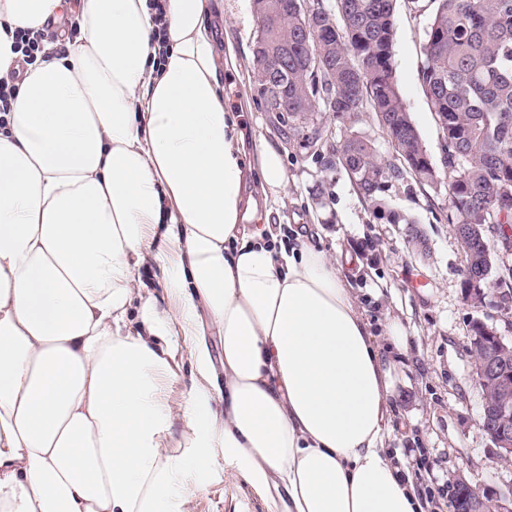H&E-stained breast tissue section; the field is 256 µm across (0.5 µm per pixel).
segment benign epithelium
I'll return each instance as SVG.
<instances>
[{"label": "benign epithelium", "instance_id": "obj_1", "mask_svg": "<svg viewBox=\"0 0 512 512\" xmlns=\"http://www.w3.org/2000/svg\"><path fill=\"white\" fill-rule=\"evenodd\" d=\"M399 159L412 174L431 162L428 156L406 152ZM486 295L481 278L472 276L464 284L468 305H482ZM470 351L484 397L483 430L496 448V460L512 465V341L478 320L470 334ZM450 484L458 493L455 512H512V492L504 495L492 489H475L458 476L451 477Z\"/></svg>", "mask_w": 512, "mask_h": 512}]
</instances>
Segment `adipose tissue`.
Here are the masks:
<instances>
[{
  "mask_svg": "<svg viewBox=\"0 0 512 512\" xmlns=\"http://www.w3.org/2000/svg\"><path fill=\"white\" fill-rule=\"evenodd\" d=\"M212 8L166 0L160 57L151 0H0V512H183L188 462L220 456L268 512H423L389 449L397 366L343 261L263 230L288 170L224 101ZM61 17L25 63L17 31ZM160 224L163 296L132 334ZM185 352L174 451L160 382ZM133 288H135V295L128 312V321L132 328H135L138 322L139 296L155 295L160 297L162 295L161 273L157 265L151 261L142 265L139 269V279L136 280Z\"/></svg>",
  "mask_w": 512,
  "mask_h": 512,
  "instance_id": "adipose-tissue-1",
  "label": "adipose tissue"
}]
</instances>
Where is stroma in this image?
I'll list each match as a JSON object with an SVG mask.
<instances>
[{
  "instance_id": "1",
  "label": "stroma",
  "mask_w": 512,
  "mask_h": 512,
  "mask_svg": "<svg viewBox=\"0 0 512 512\" xmlns=\"http://www.w3.org/2000/svg\"><path fill=\"white\" fill-rule=\"evenodd\" d=\"M216 40L231 38L240 67L220 76L231 110L243 113L249 137L280 143L290 183L273 206L272 221L299 230L318 226L329 252L352 249L360 269H348L375 330L399 319L410 343L398 356L391 452L396 465L424 449L430 470H413L418 487L442 486L455 475L472 487L512 489V466L497 462L481 421L482 392L469 351L470 326L480 320L512 339V299L489 292L474 308L462 298V250L447 220L445 194L411 175L389 184L388 214L377 215L359 198L346 172L293 146L276 113L265 111L252 86L258 21L251 0H218ZM430 0H396L393 65L400 94L432 162H440L443 139L430 112L419 69ZM416 219L425 244L412 246L407 227L391 214ZM191 494L183 512H267L265 504L223 461L198 460L185 478Z\"/></svg>"
}]
</instances>
